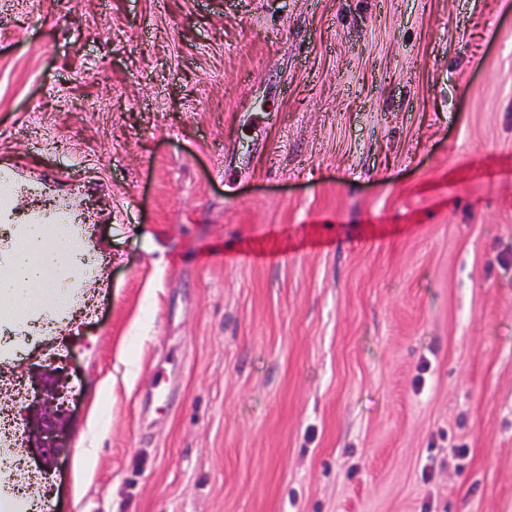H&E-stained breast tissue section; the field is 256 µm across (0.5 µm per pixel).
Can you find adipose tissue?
<instances>
[{"mask_svg": "<svg viewBox=\"0 0 512 512\" xmlns=\"http://www.w3.org/2000/svg\"><path fill=\"white\" fill-rule=\"evenodd\" d=\"M18 183L0 174V326L37 332L41 320L72 310L76 295L98 269L88 260L85 232L74 217L17 208Z\"/></svg>", "mask_w": 512, "mask_h": 512, "instance_id": "ef3b65f1", "label": "adipose tissue"}]
</instances>
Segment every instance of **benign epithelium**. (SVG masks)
<instances>
[{"label":"benign epithelium","instance_id":"1","mask_svg":"<svg viewBox=\"0 0 512 512\" xmlns=\"http://www.w3.org/2000/svg\"><path fill=\"white\" fill-rule=\"evenodd\" d=\"M39 391L40 399L25 407L24 421L40 456L49 462L57 453V438L64 429L65 383L51 379Z\"/></svg>","mask_w":512,"mask_h":512}]
</instances>
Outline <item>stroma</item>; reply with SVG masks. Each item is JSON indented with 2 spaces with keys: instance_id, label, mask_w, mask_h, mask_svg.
<instances>
[{
  "instance_id": "stroma-1",
  "label": "stroma",
  "mask_w": 512,
  "mask_h": 512,
  "mask_svg": "<svg viewBox=\"0 0 512 512\" xmlns=\"http://www.w3.org/2000/svg\"><path fill=\"white\" fill-rule=\"evenodd\" d=\"M0 165L103 270L0 356L71 388L7 493L512 512V0H0Z\"/></svg>"
}]
</instances>
